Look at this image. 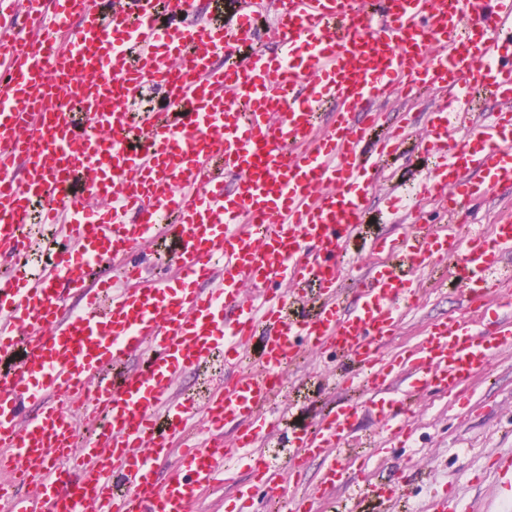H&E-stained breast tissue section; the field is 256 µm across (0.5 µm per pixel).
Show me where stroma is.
I'll return each mask as SVG.
<instances>
[{
	"label": "stroma",
	"mask_w": 512,
	"mask_h": 512,
	"mask_svg": "<svg viewBox=\"0 0 512 512\" xmlns=\"http://www.w3.org/2000/svg\"><path fill=\"white\" fill-rule=\"evenodd\" d=\"M440 99V93L431 90L421 95L414 109L415 127L405 143L408 161H384L381 182L366 198L367 221L349 242L350 253L363 261L365 272H372L379 263L378 255L371 251L373 241L397 236L404 229L388 207V187L412 185L419 172L434 165L420 140L430 130V115ZM460 286L459 271L452 263L433 276L423 277L419 306L407 315L397 335L385 345L386 356L395 357L419 340L431 324L450 315H468ZM339 367V362L316 354L287 367L288 394L279 403V429L269 439V447H283L292 433L314 426L322 414L343 405L345 393L338 377ZM472 385L478 406L467 414L450 410L447 396L433 391L412 397L416 415L408 447L382 468L372 463L363 470L355 464L347 465L348 482L337 486L330 502L343 505L350 483L359 477L375 483L393 482L412 469L418 476L408 492L415 507H422L433 492L445 489L464 504L486 498L492 489L501 501L512 503V486L494 487L487 469L490 455L512 452V354H503L492 372L476 377Z\"/></svg>",
	"instance_id": "stroma-1"
}]
</instances>
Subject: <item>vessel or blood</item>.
Masks as SVG:
<instances>
[{"instance_id":"obj_1","label":"vessel or blood","mask_w":512,"mask_h":512,"mask_svg":"<svg viewBox=\"0 0 512 512\" xmlns=\"http://www.w3.org/2000/svg\"><path fill=\"white\" fill-rule=\"evenodd\" d=\"M20 2L0 11V512H193L241 462L251 483L230 512H252L255 488L283 471L301 479L313 458L317 488L284 508L319 512L360 407L389 443L378 464L411 438L393 372L411 391L470 404L469 381L512 350V292L498 275L512 215L489 235L457 228L465 200L512 194V0H281L262 28L263 0H210L206 13L199 0ZM399 87L410 100L443 93L423 143L434 168L416 195L439 199L445 222L379 241L388 264L359 281L343 315L346 244L380 157L399 154L409 126L389 124L376 153L362 145ZM146 88L158 103L131 123ZM480 91L498 113L474 111ZM35 203L61 235L29 269L40 235L16 228ZM163 236L176 275L143 283L132 257ZM447 258L470 301L496 294L486 330L451 316L395 359L379 354L417 306L419 275ZM257 335L252 371L200 401L175 390L185 371L248 358ZM327 350L360 364L343 384L364 402L293 434L274 469L265 447L284 365ZM136 351L146 363L110 377ZM25 400L36 413L21 415ZM162 460L172 471L161 486ZM21 482L36 493L17 494ZM408 482L358 484L347 512L372 500L390 510Z\"/></svg>"}]
</instances>
